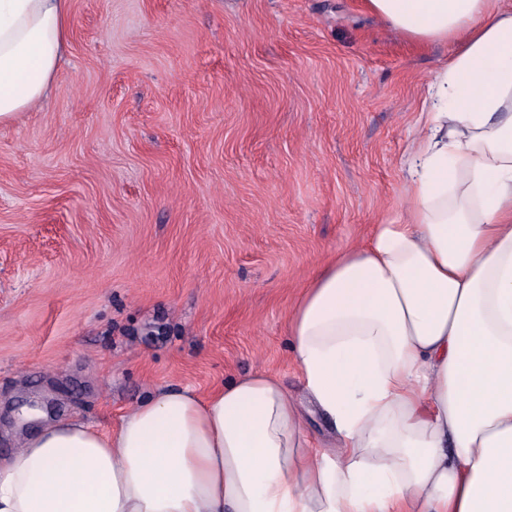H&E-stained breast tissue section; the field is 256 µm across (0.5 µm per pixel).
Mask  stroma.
<instances>
[{
  "mask_svg": "<svg viewBox=\"0 0 512 512\" xmlns=\"http://www.w3.org/2000/svg\"><path fill=\"white\" fill-rule=\"evenodd\" d=\"M450 56L363 0H71L47 96L0 125V457L257 370L301 395L290 308L400 222Z\"/></svg>",
  "mask_w": 512,
  "mask_h": 512,
  "instance_id": "obj_1",
  "label": "stroma"
}]
</instances>
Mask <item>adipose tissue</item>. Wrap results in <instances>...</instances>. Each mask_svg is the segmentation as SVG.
Instances as JSON below:
<instances>
[{"label": "adipose tissue", "mask_w": 512, "mask_h": 512, "mask_svg": "<svg viewBox=\"0 0 512 512\" xmlns=\"http://www.w3.org/2000/svg\"><path fill=\"white\" fill-rule=\"evenodd\" d=\"M451 47L407 158L403 221L332 256L288 319L331 424L260 371L168 387L113 430L40 425L0 459V512H512V8L365 0ZM70 0H0V124L41 101Z\"/></svg>", "instance_id": "obj_1"}]
</instances>
